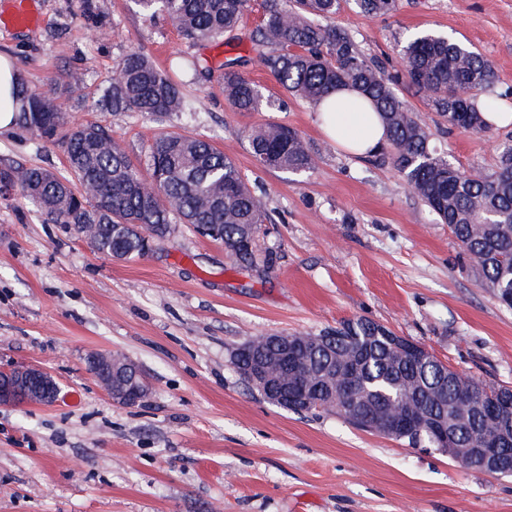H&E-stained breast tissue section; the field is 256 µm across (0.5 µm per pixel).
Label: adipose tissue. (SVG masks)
Segmentation results:
<instances>
[{"label": "adipose tissue", "mask_w": 512, "mask_h": 512, "mask_svg": "<svg viewBox=\"0 0 512 512\" xmlns=\"http://www.w3.org/2000/svg\"><path fill=\"white\" fill-rule=\"evenodd\" d=\"M357 92L345 90L316 103L320 127L333 143L361 156L375 150L386 140V130L379 116L360 111Z\"/></svg>", "instance_id": "ef3b65f1"}]
</instances>
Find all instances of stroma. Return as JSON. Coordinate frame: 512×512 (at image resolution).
<instances>
[{
  "mask_svg": "<svg viewBox=\"0 0 512 512\" xmlns=\"http://www.w3.org/2000/svg\"><path fill=\"white\" fill-rule=\"evenodd\" d=\"M106 27L79 0H35L32 28L0 26V54L25 84L53 90L76 124L99 126L137 164L160 132L211 142L235 161L271 221L256 239L271 267H236L222 244L175 225L145 256L115 261L27 201L0 194V369L35 365L55 376L49 405H0V512H512V476L460 468L356 429L335 412L269 403L239 376L230 351L262 334H313L367 319L427 348L449 368L512 386V307L482 288L447 225L374 156L328 141L317 114L266 72L250 37L263 0L235 35L198 46L134 0H97ZM333 25L385 72L424 31L471 44L492 61L512 111V0H400L369 16L344 0ZM139 50L164 69L177 57L212 64L245 56L268 108L233 111L216 83H186L190 111L163 120L110 112L97 101L123 56ZM398 97L450 163L488 172L512 124L475 134L449 129L422 95ZM298 131L318 155L291 174L251 155L250 128ZM66 173L63 146L19 128L0 132V166ZM134 360L150 385L118 405L85 363L87 353Z\"/></svg>",
  "mask_w": 512,
  "mask_h": 512,
  "instance_id": "stroma-1",
  "label": "stroma"
}]
</instances>
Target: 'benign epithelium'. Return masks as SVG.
<instances>
[{
  "label": "benign epithelium",
  "instance_id": "benign-epithelium-1",
  "mask_svg": "<svg viewBox=\"0 0 512 512\" xmlns=\"http://www.w3.org/2000/svg\"><path fill=\"white\" fill-rule=\"evenodd\" d=\"M393 346L403 352L416 354L421 357L431 356L426 348L403 336L388 333ZM284 344L280 353L276 354L273 362L259 360L241 370L243 379L253 388L260 390L271 403L290 410L308 412L321 408V401L311 396V388L306 383H293L294 374L300 366L297 353L300 345L288 340L284 335L278 337ZM95 378L100 388L123 406H135L148 394L145 380H139L133 388L123 395H118L113 385V376L109 373H97ZM59 385L56 379L47 371L35 366L15 367L0 371V404L38 403L52 404L58 395ZM363 400L356 398L350 405H338L334 411L365 420L369 431L401 437L413 435L417 443H422L423 433L430 436L429 443L434 450L447 455L457 465L465 469L476 467L488 474H508L512 469L503 463L504 456L496 448L497 440L488 438L480 448H463L458 444L455 432L451 427L452 419L427 417L417 415L403 406H392L384 412L370 416L362 408Z\"/></svg>",
  "mask_w": 512,
  "mask_h": 512
}]
</instances>
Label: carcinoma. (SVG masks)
<instances>
[{
	"label": "carcinoma",
	"instance_id": "cac0c4a2",
	"mask_svg": "<svg viewBox=\"0 0 512 512\" xmlns=\"http://www.w3.org/2000/svg\"><path fill=\"white\" fill-rule=\"evenodd\" d=\"M152 19L162 16L196 45H206L238 29L249 0H134ZM343 0H265L262 24L251 37L253 50L290 95L314 103L330 92L359 90L386 128L390 150L376 158L404 178L408 191L448 225L495 298L512 290V140L499 144L491 172H471L448 161L431 145V135L394 91L408 82L428 99L449 126L476 134L494 128L489 119L501 111L494 97L496 74L490 60L468 45L438 33L424 32L400 49L401 70L387 75L346 32L328 24ZM372 16L396 10L398 0H354ZM186 66L199 80H216L236 112H258L263 98L240 69L227 59L214 68L198 56ZM120 78L105 88L100 104L114 111L140 112L163 118L183 112L187 102L179 82L159 70L143 53L131 50L119 62ZM21 102L16 124L37 139L59 141L67 154L70 176L37 166L0 168V183L11 187L41 212L44 220L62 224L80 236L90 231L91 248L103 255L119 251L127 260L145 255L142 241L164 239L175 224H213L236 264L273 263L270 253L235 246L240 226L264 224L268 214L246 184L235 163L210 143L175 132H160L147 147V172L132 161L125 147L96 126H70L54 99L18 86ZM250 153L264 167L309 172L316 156L295 130L266 124L247 132ZM356 341L336 339L305 352L303 371L316 375L349 360L353 381L367 393L370 410L409 402L428 415L453 416L464 406L471 414L459 424L457 437L472 446L495 435L501 413L512 420V392L504 386L472 383L473 393L448 373L447 392L432 386L443 380L438 360L415 355L399 358L391 342L366 319L349 322Z\"/></svg>",
	"mask_w": 512,
	"mask_h": 512
}]
</instances>
